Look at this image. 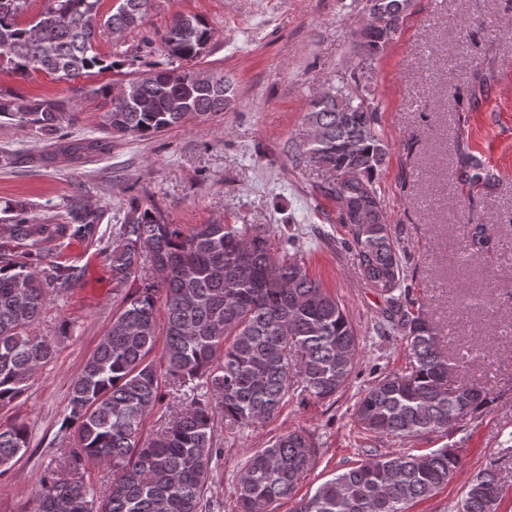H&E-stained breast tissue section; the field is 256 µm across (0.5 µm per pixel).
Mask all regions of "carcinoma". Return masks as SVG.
<instances>
[{"instance_id":"carcinoma-1","label":"carcinoma","mask_w":512,"mask_h":512,"mask_svg":"<svg viewBox=\"0 0 512 512\" xmlns=\"http://www.w3.org/2000/svg\"><path fill=\"white\" fill-rule=\"evenodd\" d=\"M27 2L0 0V66L22 78L43 72L75 79L126 64L118 51L111 61L98 51L101 30L118 45L146 25L152 0H121L106 17L99 15L101 0H51L23 26L17 18ZM410 4L386 0L374 14L358 45L362 53L368 45L376 52L345 85L311 102L304 116L310 137L299 146L301 160L330 173L323 192L348 228L344 246L384 301L378 325L409 342V372L382 376L353 406L366 435L402 442L457 430L495 401L466 378L469 363L487 357V348L476 342L467 357L449 355L428 313L409 307L406 266L374 184L388 145L377 129L378 107L360 90ZM213 37L201 16L175 15L160 36L165 62L112 88L103 137L70 136L64 123L72 117L52 99L0 95V117L35 130L78 163L107 151L114 134L153 136L190 116L222 112L233 94L224 72L201 84L186 67ZM461 177L493 180L472 156L463 160ZM14 211L7 231L24 251L0 250V406L22 395L54 358L55 342L36 325L52 292L78 278L75 267L44 261L43 244L91 239L101 219L73 208L70 224H34L23 206ZM489 240V226L466 228V249L482 250ZM105 258L121 306L72 385L62 448L42 470L31 512H221V498L207 495L224 454L215 441L217 421L230 429L264 427L293 381L307 398L336 395L356 369L361 338L341 304L309 275L293 238L277 246L259 224L215 221L185 231L153 200H133L112 225ZM159 336L163 371L149 359ZM162 403L165 426L144 434L145 418ZM29 443L26 423L0 425V476ZM318 453L305 429L257 449L238 472V512H276L295 497ZM459 464L447 444L426 454H370L318 485L293 512H409L446 485ZM91 467L112 471L101 490L87 478ZM501 489L491 463L465 489L456 512H498Z\"/></svg>"}]
</instances>
